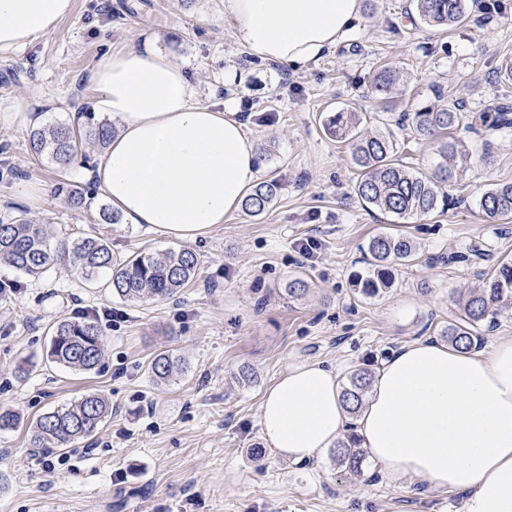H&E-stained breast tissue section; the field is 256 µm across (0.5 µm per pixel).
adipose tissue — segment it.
<instances>
[{
  "mask_svg": "<svg viewBox=\"0 0 512 512\" xmlns=\"http://www.w3.org/2000/svg\"><path fill=\"white\" fill-rule=\"evenodd\" d=\"M73 6L0 0V52L49 36ZM361 6L224 0V15L254 59L300 65L334 48ZM89 83L94 112L119 123L93 178L129 223L195 240L239 209L260 172L254 139L232 107L196 101L184 63L148 40L101 55ZM259 428L294 463L322 457L351 430L393 484L466 493V512H512V336L466 353L427 339L405 344L377 367L353 414L336 368L290 365L263 394Z\"/></svg>",
  "mask_w": 512,
  "mask_h": 512,
  "instance_id": "obj_1",
  "label": "adipose tissue"
}]
</instances>
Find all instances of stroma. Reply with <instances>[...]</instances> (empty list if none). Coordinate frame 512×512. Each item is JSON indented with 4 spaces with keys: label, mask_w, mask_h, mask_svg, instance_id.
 Returning a JSON list of instances; mask_svg holds the SVG:
<instances>
[{
    "label": "stroma",
    "mask_w": 512,
    "mask_h": 512,
    "mask_svg": "<svg viewBox=\"0 0 512 512\" xmlns=\"http://www.w3.org/2000/svg\"><path fill=\"white\" fill-rule=\"evenodd\" d=\"M489 2L471 0L467 19L446 29L408 19L409 0H363L334 51L294 67L252 60L233 38L224 0H74L53 34L0 54V221L23 213L55 241L103 237L120 258L185 248L199 269L170 300L128 304L64 265L39 279L0 265V282L14 287L0 301V407L22 419L0 430V512H464V494L395 486L370 461L354 477L329 453L284 460L263 442L258 416L264 390L288 365L322 361L345 377L404 343L438 338L459 292L512 258V223L485 221L477 205L491 184L512 181V131L450 130L469 154L446 187L454 206L399 219L362 205L349 152L324 129L332 112H359L363 132L392 133L397 160L431 174L436 148L398 125L402 113L441 95L471 111L512 99V79L500 72L512 62V0L499 13ZM154 32L158 49L186 65L198 102L236 108L264 152L260 180L279 183L263 215L236 212L195 242L101 223L107 199L90 172L102 150L87 149L68 174L93 195L75 205L54 166L32 154L31 124L9 116L22 103L40 124L74 123L77 109L92 107L98 57ZM384 65L401 75L390 111L369 92ZM22 180L47 184L39 207L15 195ZM381 233L410 237L418 252L388 293L365 299L353 277ZM308 237L321 247L307 259L296 244ZM296 277L310 291L292 301L286 288ZM85 311L101 326L104 353L98 371L77 373L51 361L50 329ZM161 352L182 360L165 384L149 370ZM244 365L252 383L236 379ZM89 392L112 408L92 439L48 454L29 447L26 422Z\"/></svg>",
    "instance_id": "1"
}]
</instances>
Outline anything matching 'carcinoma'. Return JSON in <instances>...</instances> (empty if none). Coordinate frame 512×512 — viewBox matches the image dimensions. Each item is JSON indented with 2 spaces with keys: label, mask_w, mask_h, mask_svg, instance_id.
<instances>
[{
  "label": "carcinoma",
  "mask_w": 512,
  "mask_h": 512,
  "mask_svg": "<svg viewBox=\"0 0 512 512\" xmlns=\"http://www.w3.org/2000/svg\"><path fill=\"white\" fill-rule=\"evenodd\" d=\"M415 14L431 27H450L466 17L467 0H411ZM398 72L390 67L378 69L370 81L371 92L379 97L392 92ZM357 112H337L327 118L328 133L347 143L354 165L359 170L356 196L366 205L399 218L426 216L448 206L443 188L456 176V166L467 161L463 144L440 134L452 128L490 133L512 128V107L494 102L478 113L467 112L450 101L413 113V133L436 141L441 162L431 176L420 175L395 162L396 143L390 134H365L358 130ZM115 128L99 122L87 113L79 127L52 124L31 130L29 147L37 157H44L58 170L67 172L84 145L105 147ZM277 181H263L246 197L242 209L256 217L276 200ZM481 214L489 221L512 219V182L495 183L478 200ZM368 268L355 275L357 293L366 298L379 297L394 283L393 267L413 259L416 246L405 236L377 235L370 239ZM0 262L28 276H40L57 263L67 264L84 280L107 276L112 295L125 302H160L174 297L198 276V260L186 249H170L161 255L137 252L127 258L113 255L109 242L102 237H85L70 244H53L41 224L21 215L11 224H0ZM459 314L448 322L441 336L448 344L466 352L479 348L484 325L492 324L501 308L512 307V262H502L485 283L469 288L458 298ZM50 357L63 367L79 372L96 370L103 357L102 331L90 317L64 318L52 329ZM182 367L181 359L161 353L150 364L155 381H170ZM373 371L360 367L352 371L343 389L351 413H356L371 386ZM109 412L107 400L96 392L85 394L64 410L47 413L28 428L31 448H68L78 440L90 439ZM336 462L357 476L362 472L364 456L357 438L350 434L333 450Z\"/></svg>",
  "instance_id": "cac0c4a2"
}]
</instances>
